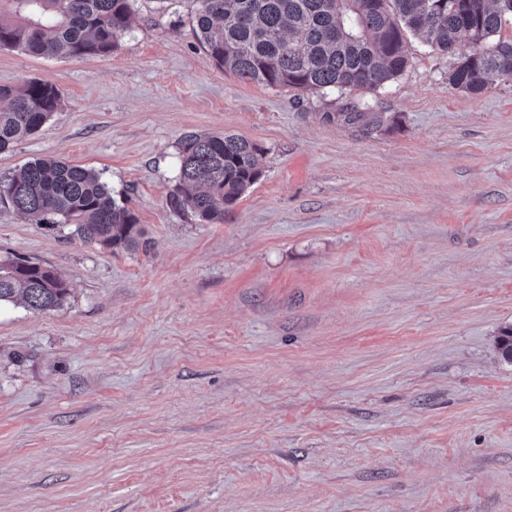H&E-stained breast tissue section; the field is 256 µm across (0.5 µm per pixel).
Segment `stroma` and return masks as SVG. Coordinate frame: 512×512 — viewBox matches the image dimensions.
<instances>
[{
    "label": "stroma",
    "instance_id": "35a3bbf8",
    "mask_svg": "<svg viewBox=\"0 0 512 512\" xmlns=\"http://www.w3.org/2000/svg\"><path fill=\"white\" fill-rule=\"evenodd\" d=\"M200 0H132L104 57L0 48V86L61 103L0 153L97 172L145 250L0 202V257L67 303L0 305V512H512V80L478 95L419 39L376 92L240 80ZM365 100L364 133L327 120ZM232 133L263 175L220 224L170 207L184 136ZM369 109L371 107L368 103L351 102L345 105L344 112L329 113L326 116L331 118V116L335 117L336 114V122L342 121L348 125H357L367 132L381 130L389 120L386 116L387 113L365 112Z\"/></svg>",
    "mask_w": 512,
    "mask_h": 512
}]
</instances>
